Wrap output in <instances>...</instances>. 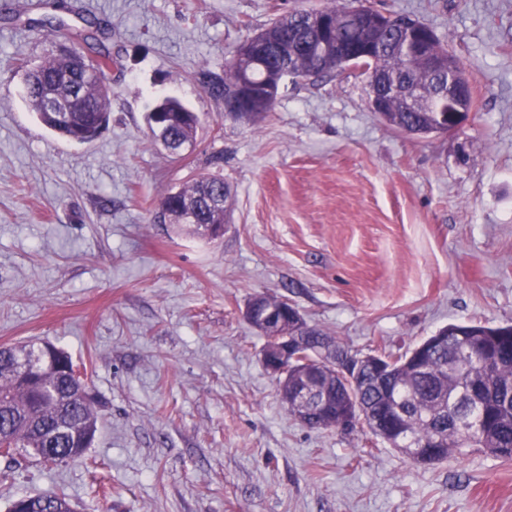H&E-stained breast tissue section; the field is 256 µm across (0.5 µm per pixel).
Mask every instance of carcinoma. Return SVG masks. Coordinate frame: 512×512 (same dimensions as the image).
<instances>
[{
  "mask_svg": "<svg viewBox=\"0 0 512 512\" xmlns=\"http://www.w3.org/2000/svg\"><path fill=\"white\" fill-rule=\"evenodd\" d=\"M345 5L321 8L329 17L334 39L354 47L364 38V31L352 29L343 21ZM304 13L297 9L282 14L262 29L268 42L269 55L249 62L246 68L228 60L224 76L206 84L214 97L224 96V89L238 83L242 75L262 87L272 81L271 69L281 63L278 77L318 78L342 68V59L329 50L320 71L313 72L314 54L303 47L288 50V29L296 17ZM86 38L76 35L70 48L46 55L39 63L22 66L24 100L38 119L51 131L78 143L93 141L108 125L112 87L107 72L114 60L104 53L86 57ZM435 65L426 66L422 54L387 45L376 60L355 61L361 74L385 68L399 79L411 78L433 95L434 109L448 102V68L445 50L440 40L430 46ZM49 99L64 100V118L46 110ZM155 110L164 113L167 125L157 129L148 120L155 140L167 136L193 144L199 125L198 116L178 99L166 97ZM433 112H391L388 124L410 135L428 134L433 130ZM224 190V179L203 175L178 190L168 191L161 201L163 218L182 226L179 219L169 218L194 206L204 215L203 223L191 225L192 232L208 237L204 225L219 222L210 212L208 200ZM441 345L413 348L410 352L384 355L390 371L375 376L365 374L362 401L377 421L374 437L395 449L414 448L431 444L441 438L435 449L434 462L440 463L451 455H464L471 448H481L502 459H512V325L486 326L451 323L438 331ZM333 345L336 352L347 349L332 337L310 327L307 341L296 360L295 373H305L307 387L316 391L321 407L312 415L309 428L330 425L344 409L340 383L334 374L319 365L318 351ZM469 349L474 358L460 356ZM93 398L81 377L79 367L63 351L49 343L24 344L0 351V448L13 456L18 448L31 452L38 460L59 464L83 456L81 448H89L96 432L97 418ZM478 421L477 433H459L454 419L460 410ZM8 512H75L70 500L61 492L50 490L30 496Z\"/></svg>",
  "mask_w": 512,
  "mask_h": 512,
  "instance_id": "cac0c4a2",
  "label": "carcinoma"
}]
</instances>
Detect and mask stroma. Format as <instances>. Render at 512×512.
I'll list each match as a JSON object with an SVG mask.
<instances>
[{
    "label": "stroma",
    "mask_w": 512,
    "mask_h": 512,
    "mask_svg": "<svg viewBox=\"0 0 512 512\" xmlns=\"http://www.w3.org/2000/svg\"><path fill=\"white\" fill-rule=\"evenodd\" d=\"M0 0V346L46 341L97 403L83 461L0 457V512L64 490L76 512H512V461L480 448L418 464L358 428L293 420L243 317L259 293L351 351L400 355L457 322L512 323V0H372L431 27L473 79L450 135L371 112L364 75L286 78L232 119L203 87L270 18L327 0ZM62 29H33L43 16ZM117 64L108 127L68 142L23 99L86 18ZM200 117L171 157L155 101ZM201 174L230 188L221 237L156 222Z\"/></svg>",
    "instance_id": "obj_1"
}]
</instances>
